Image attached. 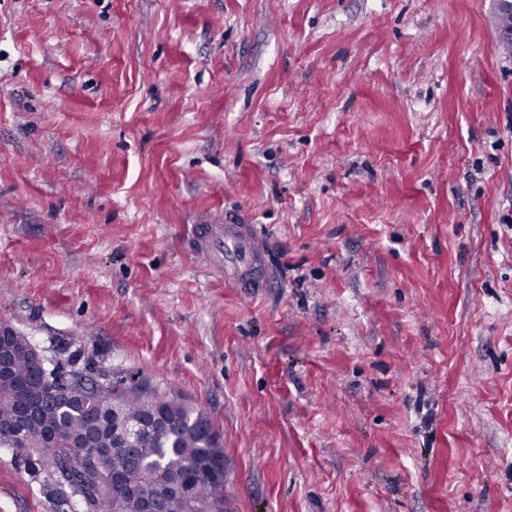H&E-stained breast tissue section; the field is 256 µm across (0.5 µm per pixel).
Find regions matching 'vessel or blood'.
Listing matches in <instances>:
<instances>
[{
	"instance_id": "vessel-or-blood-1",
	"label": "vessel or blood",
	"mask_w": 512,
	"mask_h": 512,
	"mask_svg": "<svg viewBox=\"0 0 512 512\" xmlns=\"http://www.w3.org/2000/svg\"><path fill=\"white\" fill-rule=\"evenodd\" d=\"M183 242L228 287L247 293L268 288L266 250L247 213L227 210L202 216L188 227Z\"/></svg>"
}]
</instances>
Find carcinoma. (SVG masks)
<instances>
[{
    "label": "carcinoma",
    "mask_w": 512,
    "mask_h": 512,
    "mask_svg": "<svg viewBox=\"0 0 512 512\" xmlns=\"http://www.w3.org/2000/svg\"><path fill=\"white\" fill-rule=\"evenodd\" d=\"M18 357L12 378L0 383V447L11 449L16 460L43 476L53 488L58 502L68 512H123L132 499L153 500L160 496L161 480L183 482L193 489L189 509L193 512H224V475L213 465L217 449L210 447L204 411L154 389L144 395L128 391L113 403L110 393L94 390L75 380L72 384L48 386L42 382L40 363L26 355L32 341L15 332ZM126 416L139 417L148 433L134 449L112 447V405ZM96 434V444L108 449L104 457L107 472L120 478L105 480L90 473V504L73 497V491L59 483L64 463L81 464L83 448H67L56 439Z\"/></svg>",
    "instance_id": "1"
}]
</instances>
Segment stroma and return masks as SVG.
<instances>
[{
	"label": "stroma",
	"instance_id": "1",
	"mask_svg": "<svg viewBox=\"0 0 512 512\" xmlns=\"http://www.w3.org/2000/svg\"><path fill=\"white\" fill-rule=\"evenodd\" d=\"M492 0H0V326L203 409L226 512H512ZM249 210L271 286L209 277ZM0 512H59L0 447ZM190 226L183 243L210 274L247 293L269 288L267 253L247 213L225 210L201 216Z\"/></svg>",
	"mask_w": 512,
	"mask_h": 512
}]
</instances>
